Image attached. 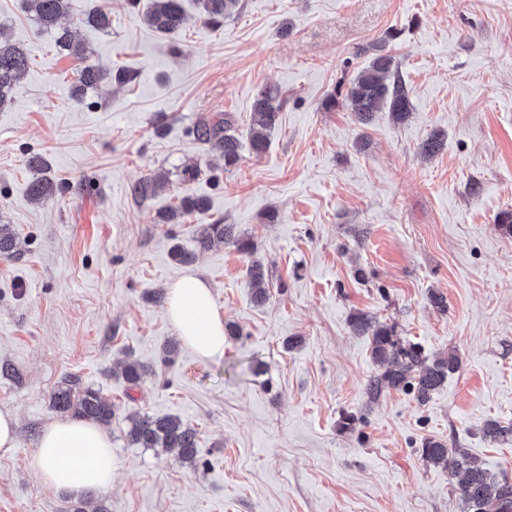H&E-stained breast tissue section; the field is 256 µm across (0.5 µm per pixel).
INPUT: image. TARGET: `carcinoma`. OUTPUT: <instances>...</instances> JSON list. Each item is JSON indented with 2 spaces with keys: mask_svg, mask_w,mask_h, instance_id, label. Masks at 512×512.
<instances>
[{
  "mask_svg": "<svg viewBox=\"0 0 512 512\" xmlns=\"http://www.w3.org/2000/svg\"><path fill=\"white\" fill-rule=\"evenodd\" d=\"M24 8L34 12L40 29L54 35L57 46L73 54V26L85 22L101 30L110 27L109 16L94 0H88L85 10L76 18L71 13L70 0H23ZM240 0H199V17L207 24L220 26L224 18L235 13ZM143 22L159 34L175 38L190 22L183 0H151L143 14ZM378 54L370 65L350 82L344 101L354 113L357 122L368 124L375 113L387 111L402 122L410 116V93L401 78L394 72L393 57L382 45L376 46ZM29 59L18 46L0 41V107L10 101L16 82L25 74ZM129 75L123 70H105L96 64L84 65L76 74L73 90L76 101H84L87 91L107 83L124 84ZM283 108L281 91L276 86L263 88L254 101L250 115V148L260 156L267 150L269 135L279 122ZM195 138L203 144L216 146L224 157V167L237 164L240 145L232 134V120L222 113L201 119L193 129ZM443 145L442 134L430 135L420 147L421 154L430 158ZM65 191V187L47 178L30 181L23 197L30 203L48 201ZM207 204L200 198L184 196L177 206L163 215V223L177 224L187 214L206 211ZM216 243H231L237 250L250 257L246 273L250 279L254 300L265 303L270 296L269 277L261 261L253 258V245L247 238L236 234L235 225L202 224L195 237V249L206 250ZM15 253V237L9 227L0 225V257L9 258ZM351 330L369 337L370 354L374 371L365 383L368 402H378L391 391L408 392L421 406L426 405L435 391L448 381V376L460 367L458 356L450 354L429 358L421 346L397 336L392 327L372 320L364 313H355L349 319ZM151 368L139 361L125 363L121 376L128 386L135 388ZM52 408L59 414L76 420L107 424L115 416L114 404L102 390L85 386L77 376L66 379L64 386L54 392ZM484 436L493 442H512V422L492 420L483 429ZM129 445L135 448H162L174 454L183 464L195 466L200 461L198 432L178 416L150 417L134 415L129 419L127 431ZM422 458L435 466H443L451 474L463 473L459 482L460 496L469 512H512V485L489 475L466 454L448 447L435 438L421 443Z\"/></svg>",
  "mask_w": 512,
  "mask_h": 512,
  "instance_id": "carcinoma-1",
  "label": "carcinoma"
}]
</instances>
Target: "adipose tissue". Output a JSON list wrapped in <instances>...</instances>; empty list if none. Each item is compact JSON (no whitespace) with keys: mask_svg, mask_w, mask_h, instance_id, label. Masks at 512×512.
Masks as SVG:
<instances>
[{"mask_svg":"<svg viewBox=\"0 0 512 512\" xmlns=\"http://www.w3.org/2000/svg\"><path fill=\"white\" fill-rule=\"evenodd\" d=\"M167 316L182 341L203 361L224 354V320L208 285L187 273L168 291ZM40 481L68 497L112 488V440L99 425L71 419L45 425L38 438Z\"/></svg>","mask_w":512,"mask_h":512,"instance_id":"obj_1","label":"adipose tissue"}]
</instances>
